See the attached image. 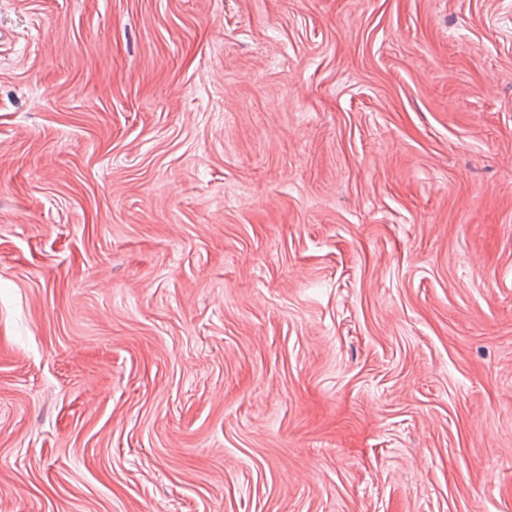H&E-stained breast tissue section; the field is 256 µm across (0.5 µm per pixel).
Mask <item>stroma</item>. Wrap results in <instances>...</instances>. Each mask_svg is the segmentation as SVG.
Listing matches in <instances>:
<instances>
[{
  "instance_id": "1",
  "label": "stroma",
  "mask_w": 512,
  "mask_h": 512,
  "mask_svg": "<svg viewBox=\"0 0 512 512\" xmlns=\"http://www.w3.org/2000/svg\"><path fill=\"white\" fill-rule=\"evenodd\" d=\"M0 512H512V0H0Z\"/></svg>"
}]
</instances>
